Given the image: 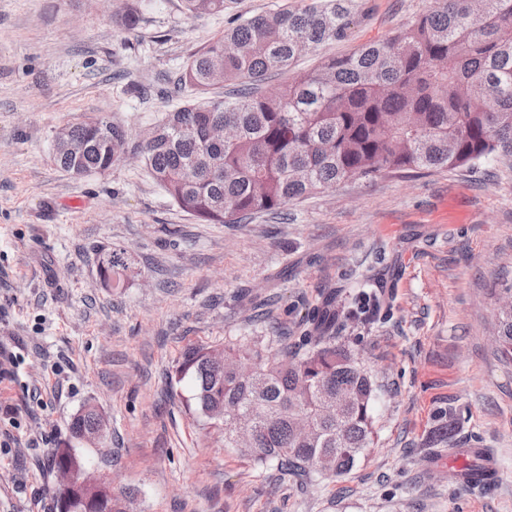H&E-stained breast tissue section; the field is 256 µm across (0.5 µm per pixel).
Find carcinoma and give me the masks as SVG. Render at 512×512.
<instances>
[{"label": "carcinoma", "instance_id": "cac0c4a2", "mask_svg": "<svg viewBox=\"0 0 512 512\" xmlns=\"http://www.w3.org/2000/svg\"><path fill=\"white\" fill-rule=\"evenodd\" d=\"M190 16L218 14L232 0H183ZM350 0H315L302 8L229 19L224 33L187 61L180 81L204 94L169 113L138 145L151 177L181 210L208 224H240L258 212L383 172L457 168L492 155L512 157V0H433V6L382 42L326 58L312 72L292 66L308 50L349 37ZM113 17L140 23L130 0ZM291 73L275 95L260 90L270 73ZM231 125V140L210 130ZM83 145L56 164L90 175L129 153L126 128L105 117L68 124ZM120 286L123 251L102 260ZM336 297L315 318L304 352L286 336H253L222 348L192 345L176 373L186 402L224 430L234 448L239 418L249 414L254 464L277 461L284 474L336 478L371 444L375 385L358 356L336 344ZM496 342L512 357V305L497 312ZM94 408L71 423L81 440L100 424ZM54 468L84 465L72 448H53ZM56 512H110L103 493L55 491Z\"/></svg>", "mask_w": 512, "mask_h": 512}]
</instances>
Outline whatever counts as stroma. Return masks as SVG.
<instances>
[{
	"instance_id": "stroma-1",
	"label": "stroma",
	"mask_w": 512,
	"mask_h": 512,
	"mask_svg": "<svg viewBox=\"0 0 512 512\" xmlns=\"http://www.w3.org/2000/svg\"><path fill=\"white\" fill-rule=\"evenodd\" d=\"M137 3L127 30L105 0H0V345L18 356L0 376V512H56L47 451L65 444L133 491L132 512H512V360L494 336L512 286V160L349 180L244 224L184 213L136 158L73 176L54 160L60 126L101 116L139 137L194 97L170 80L228 22ZM430 5L352 0L348 40L295 69ZM115 248L117 288L101 272ZM330 293L336 341L376 386L373 444L331 480L253 465L186 409L181 355L275 326L311 333ZM87 407L105 444L71 435ZM441 427L451 448L429 447ZM455 447L487 450L493 487L450 477Z\"/></svg>"
}]
</instances>
